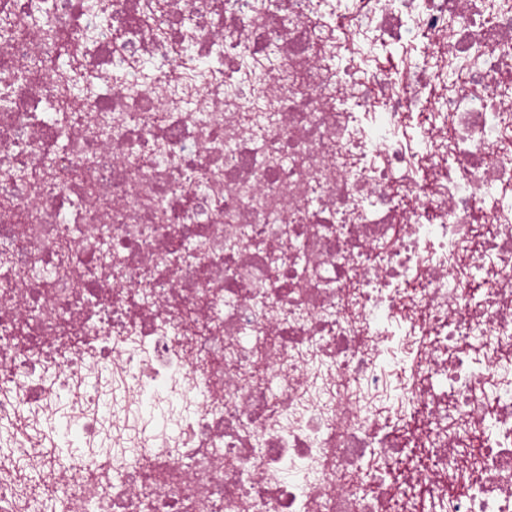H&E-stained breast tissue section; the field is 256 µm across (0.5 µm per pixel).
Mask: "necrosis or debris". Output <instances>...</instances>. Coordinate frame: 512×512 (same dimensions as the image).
Returning a JSON list of instances; mask_svg holds the SVG:
<instances>
[{"instance_id": "1", "label": "necrosis or debris", "mask_w": 512, "mask_h": 512, "mask_svg": "<svg viewBox=\"0 0 512 512\" xmlns=\"http://www.w3.org/2000/svg\"><path fill=\"white\" fill-rule=\"evenodd\" d=\"M0 200V512H512V0H0Z\"/></svg>"}]
</instances>
